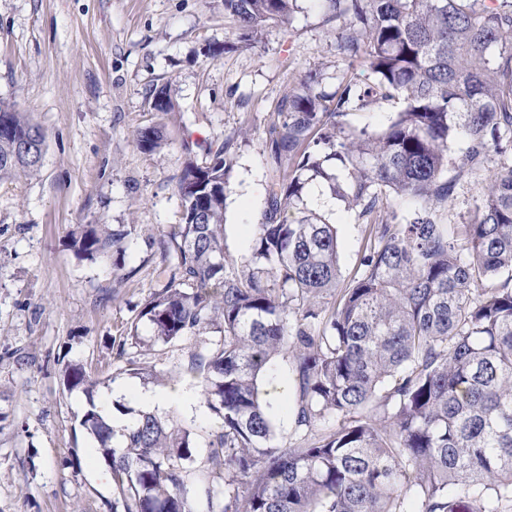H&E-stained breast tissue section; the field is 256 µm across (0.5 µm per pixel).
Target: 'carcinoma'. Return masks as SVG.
I'll list each match as a JSON object with an SVG mask.
<instances>
[{
    "instance_id": "obj_1",
    "label": "carcinoma",
    "mask_w": 512,
    "mask_h": 512,
    "mask_svg": "<svg viewBox=\"0 0 512 512\" xmlns=\"http://www.w3.org/2000/svg\"><path fill=\"white\" fill-rule=\"evenodd\" d=\"M315 2L336 53L373 79L344 77L329 96L314 71L284 96L243 260L224 251L228 144L185 164L184 223L156 241L166 282L116 352L217 336L188 356L221 421L206 457L188 427L151 411L118 433L89 399L79 426L123 512H512V0ZM297 9L224 0L246 45ZM389 101L402 108L379 131L343 121ZM163 140L154 126L135 136L148 152ZM44 151L42 129L0 101V182L38 173ZM484 168L468 222L445 223L463 178ZM316 183L364 228L344 285L336 227L307 207ZM130 235L89 230L77 251L110 252L121 269ZM279 356L302 433L288 445L263 399ZM119 374L162 379L131 358ZM63 384L88 395L97 381L75 363Z\"/></svg>"
}]
</instances>
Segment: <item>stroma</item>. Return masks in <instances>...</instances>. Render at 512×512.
I'll return each mask as SVG.
<instances>
[{"instance_id":"1","label":"stroma","mask_w":512,"mask_h":512,"mask_svg":"<svg viewBox=\"0 0 512 512\" xmlns=\"http://www.w3.org/2000/svg\"><path fill=\"white\" fill-rule=\"evenodd\" d=\"M291 24L238 43L224 0H0V100L27 112L45 134L38 174L0 183V512H112L110 469L75 428L86 405L67 393L65 364L97 378L95 400L126 391L177 395L161 405L191 426L206 450L219 420L197 379L185 373L196 341L187 338L130 355L168 380L117 376L122 341L145 297L164 280L152 241L183 217L176 181L187 161L208 162L228 143L232 191L224 205V243L246 255L271 175L265 149L275 109L307 72L371 81L347 64L308 0ZM231 50L206 57L208 46ZM168 85L176 109L155 112L152 93ZM161 127L165 146L137 147L138 129ZM335 224L342 278L356 270L364 244L357 213L307 197ZM130 229L125 268L108 253L83 254L75 236L90 226ZM283 393L273 402L278 440L295 437L291 366L275 361Z\"/></svg>"}]
</instances>
